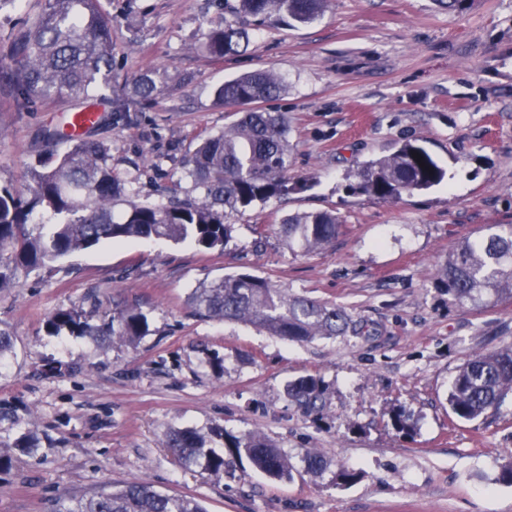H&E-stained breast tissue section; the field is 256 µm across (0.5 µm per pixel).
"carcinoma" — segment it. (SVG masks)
<instances>
[{
    "label": "carcinoma",
    "mask_w": 512,
    "mask_h": 512,
    "mask_svg": "<svg viewBox=\"0 0 512 512\" xmlns=\"http://www.w3.org/2000/svg\"><path fill=\"white\" fill-rule=\"evenodd\" d=\"M326 0H238V11L260 21L275 13L281 19L307 24L316 20ZM247 33L233 21L216 24L205 36L204 50L224 56L238 52ZM18 63L11 91L19 111L38 100L61 98L105 102L99 121L126 107L106 95L112 88V28L100 0H45L35 23L10 45ZM282 80L273 71L257 70L224 82L215 91L227 106L240 107L235 124L208 136L183 161V172L199 196L172 195L162 203H143L125 198V186L109 163L106 144L88 136H76L60 126L47 129L44 139L64 146L48 161L31 168L30 198L22 201L17 191L0 187V289L16 283L17 271L47 269L56 261L100 243L128 239L188 238L205 249L222 248L232 226L224 223L229 212L286 196L308 187L305 179L288 176V121L281 113L265 112L253 104L273 98ZM162 92L156 73H142L131 82V94L142 101L155 100ZM422 157L420 166L412 154ZM446 172L423 147L410 141L395 145L382 157L361 166L354 192L381 200L439 185ZM125 209L117 213L115 207ZM497 231L479 240L465 239L437 265L435 279L461 305L483 300H512V224H497ZM342 229L331 211L298 213L278 225L277 234L291 249L310 252L332 245ZM191 303L202 317L249 324L270 336L293 342L318 337L343 336L357 325L341 308L307 297L288 294L271 281L250 274H230L203 285L191 294ZM59 333L92 341L111 339L133 342L145 335L147 317L135 308H115L92 323L77 311L60 310L48 321ZM288 395L314 407L322 395L320 380L300 377L288 383ZM512 396V346L479 353L456 369L448 392V404L459 419L475 420L497 410ZM233 456L245 455L260 472L273 479L292 476L290 460L261 434L243 437L216 432ZM167 447L188 468L212 475L224 473L231 460L208 445L191 429L169 435ZM29 446L18 443L0 449V470L12 466L16 455ZM301 462L313 475L326 469L323 456L306 452ZM54 512H205L199 502L128 481L117 489L91 496H72L56 503Z\"/></svg>",
    "instance_id": "carcinoma-1"
}]
</instances>
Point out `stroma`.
I'll list each match as a JSON object with an SVG mask.
<instances>
[{"mask_svg": "<svg viewBox=\"0 0 512 512\" xmlns=\"http://www.w3.org/2000/svg\"><path fill=\"white\" fill-rule=\"evenodd\" d=\"M237 0H101L112 26V95L124 120L94 128L135 198L191 192L182 163L205 137L237 120L215 88L269 69L284 86L266 102L288 119L289 176L306 190L237 212L224 250L191 241L127 240L92 248L52 270L19 272L0 291V448L29 438V453L0 471V512H50L58 498L92 495L139 478L198 500L206 512H512V398L473 421L448 405L456 368L512 345V301L458 304L432 275L459 241L512 224V0H471L460 13L436 0H327L307 25L239 16L240 52L200 48ZM44 0H0V186L26 191L53 150L41 130L75 110L47 99L17 111L7 45ZM157 71L162 93L144 106L135 76ZM425 147L446 171L429 190L385 201L349 189L358 166L394 144ZM331 210L344 231L325 250L294 252L274 232L289 215ZM248 273L289 293L336 304L362 330L296 343L254 327L200 317L195 288ZM136 307L137 342L96 343L52 333L60 310L98 322ZM323 385L316 408L289 398V381ZM405 411L410 433L393 424ZM209 437L258 433L295 466L274 480L247 459L223 475L181 466L176 430ZM316 451L327 468L304 473ZM356 471L340 484L338 468Z\"/></svg>", "mask_w": 512, "mask_h": 512, "instance_id": "stroma-1", "label": "stroma"}]
</instances>
